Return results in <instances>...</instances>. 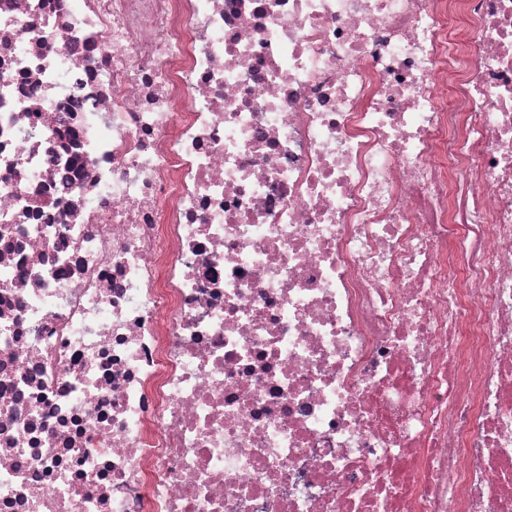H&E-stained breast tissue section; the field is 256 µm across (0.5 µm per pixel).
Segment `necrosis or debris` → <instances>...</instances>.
<instances>
[{
    "label": "necrosis or debris",
    "instance_id": "necrosis-or-debris-1",
    "mask_svg": "<svg viewBox=\"0 0 512 512\" xmlns=\"http://www.w3.org/2000/svg\"><path fill=\"white\" fill-rule=\"evenodd\" d=\"M0 512H512V0H0Z\"/></svg>",
    "mask_w": 512,
    "mask_h": 512
}]
</instances>
